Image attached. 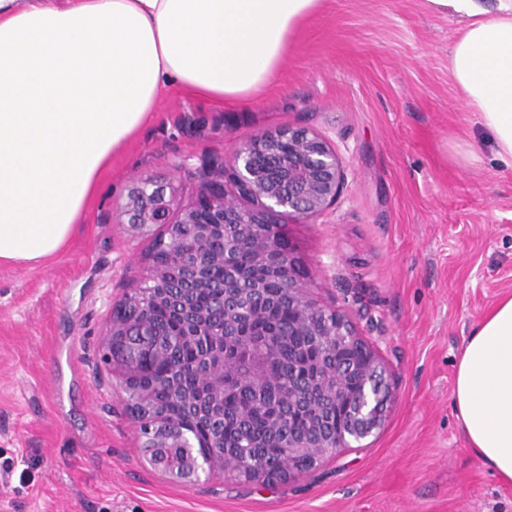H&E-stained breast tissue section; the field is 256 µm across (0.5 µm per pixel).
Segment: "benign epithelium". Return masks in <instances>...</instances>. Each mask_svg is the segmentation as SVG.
I'll return each instance as SVG.
<instances>
[{"mask_svg":"<svg viewBox=\"0 0 512 512\" xmlns=\"http://www.w3.org/2000/svg\"><path fill=\"white\" fill-rule=\"evenodd\" d=\"M343 174L340 157L325 139L308 129L290 127L243 137L229 163L212 171L194 202H183L174 190H166L149 175L139 177L129 189L122 207L128 216L127 231L133 236L154 235V245L167 252L168 262L151 261L146 277L133 282L112 305L102 335L101 361L109 367L113 390L126 401L129 418L139 434L141 459L151 470L188 487L203 476H233L265 486L297 474L290 465L273 473L258 462L228 459L221 433L212 437L211 451L201 453L194 436L169 417L151 391L133 383L146 365L166 359L163 347L152 344V337L146 334L148 313L170 299L178 283H203L215 267H222L226 276L219 303L225 313L224 323L250 309L261 311V282L255 278L252 287L241 289L228 268L230 253L240 249L242 241L226 243L222 251L211 248L212 240L224 235V228L230 225L247 229L253 270L265 273L272 258L280 261L290 321L286 333H262L268 363H275L278 344L287 335L311 336L328 350L338 342L355 341L363 354V387L354 392L340 367L309 363L288 379L274 368L244 373L236 357L253 347V333L230 334L213 325L214 307L185 302L177 307L182 336L190 345L206 336L210 347L198 367L200 379L195 389L180 392L182 399L208 403L211 417L222 420L224 415L216 406L224 401V394L246 382L259 387L276 380L288 404L302 406L309 416L310 436L301 440L289 430L284 417L269 414L270 423L281 430L282 455L289 462L304 458L313 469L383 426L396 399L385 363L346 314L312 298L309 287L297 275V261L281 230L290 216L309 222L334 204ZM334 408L346 413V421L330 431L326 417Z\"/></svg>","mask_w":512,"mask_h":512,"instance_id":"7a95c632","label":"benign epithelium"}]
</instances>
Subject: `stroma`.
I'll return each instance as SVG.
<instances>
[{
	"mask_svg": "<svg viewBox=\"0 0 512 512\" xmlns=\"http://www.w3.org/2000/svg\"><path fill=\"white\" fill-rule=\"evenodd\" d=\"M463 24L429 0H325L246 106L164 95L63 250L0 267V512H512L453 404L465 338L512 294V169L448 73ZM288 126L326 139L345 174L330 208L282 226L298 276L351 318L397 398L381 430L289 481L185 488L142 466L100 361L153 244L120 206L141 174L194 200L242 137Z\"/></svg>",
	"mask_w": 512,
	"mask_h": 512,
	"instance_id": "1",
	"label": "stroma"
}]
</instances>
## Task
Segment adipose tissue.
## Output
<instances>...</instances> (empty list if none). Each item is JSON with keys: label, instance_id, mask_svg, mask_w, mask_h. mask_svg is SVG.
Wrapping results in <instances>:
<instances>
[{"label": "adipose tissue", "instance_id": "adipose-tissue-1", "mask_svg": "<svg viewBox=\"0 0 512 512\" xmlns=\"http://www.w3.org/2000/svg\"><path fill=\"white\" fill-rule=\"evenodd\" d=\"M323 0H0V265L54 258L114 155L177 90L263 89ZM465 16L455 88L512 167V0H430ZM453 403L469 448L512 482V295L465 339Z\"/></svg>", "mask_w": 512, "mask_h": 512}]
</instances>
